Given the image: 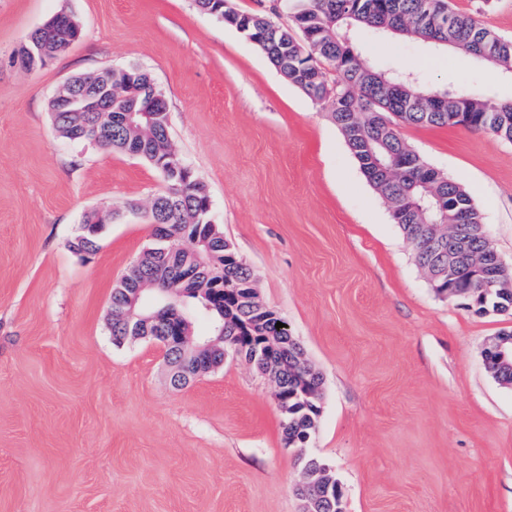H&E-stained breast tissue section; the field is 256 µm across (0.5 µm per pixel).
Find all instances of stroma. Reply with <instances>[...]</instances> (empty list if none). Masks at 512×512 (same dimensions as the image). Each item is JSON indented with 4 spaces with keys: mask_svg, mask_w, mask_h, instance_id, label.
Returning <instances> with one entry per match:
<instances>
[{
    "mask_svg": "<svg viewBox=\"0 0 512 512\" xmlns=\"http://www.w3.org/2000/svg\"><path fill=\"white\" fill-rule=\"evenodd\" d=\"M512 37V0H451ZM83 34L34 70L13 63L60 11ZM372 66L512 97V76L401 38ZM138 68L164 94L178 153L216 223L322 379L304 448L285 447L275 386L244 358L173 387L155 341L115 343L112 290L152 240L147 163L58 137L69 77ZM469 190L512 264V142L462 126L400 129ZM111 205L98 249L73 250ZM512 314L441 296L321 105L194 0H0V512H303L301 460L346 512H512V387L483 349Z\"/></svg>",
    "mask_w": 512,
    "mask_h": 512,
    "instance_id": "obj_1",
    "label": "stroma"
}]
</instances>
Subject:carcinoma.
<instances>
[{
  "label": "carcinoma",
  "instance_id": "carcinoma-1",
  "mask_svg": "<svg viewBox=\"0 0 512 512\" xmlns=\"http://www.w3.org/2000/svg\"><path fill=\"white\" fill-rule=\"evenodd\" d=\"M204 12L228 26L241 17L249 23L248 34L257 42L272 67L312 100L327 110L343 136L365 180L384 199L391 221L414 245L417 264L438 277L441 288L465 292L464 299L480 314L497 310L512 312V288H495L489 294L483 280L496 274L479 263L484 241L474 239L458 255V276L448 279V251L456 248L450 236L434 238L430 224H476L480 212L472 195L457 182L429 164L401 137L403 125L456 126L488 132L512 142V99L481 100L465 92H448L421 85L413 72L399 69L391 74L377 71L355 44L362 31L374 33L383 43L400 37H416L436 50L449 47L472 58L487 51L488 64L512 71V37H503L483 26L471 13L453 9L449 0H288L294 28L276 23L263 12L237 9L233 0H195ZM65 22L32 31L26 47L34 53L36 66L69 46L78 35L73 30L60 37ZM152 79L142 72L131 78L113 72L112 86L102 90L101 110L70 112L64 98L51 101L54 128L70 141H94L106 150H120L156 167L154 159L173 154L167 108L146 111L125 121V113L138 108L150 96ZM164 190L147 206L153 235L174 237L180 246L181 231L196 222L207 203L202 182L161 176ZM114 211L93 209L82 215L88 226L85 237L74 243L92 251L98 232L112 222ZM229 241L221 229L199 246L204 263L192 264L186 256H172L149 245L144 257L128 267L112 289V326L117 343L127 339L129 303L142 291L150 304L146 325L157 336L161 325L175 327L187 311L200 313L207 321L206 336H224L223 347L233 346L240 336H256L266 343V356L255 362L262 373H273L288 394L290 413L282 416V433L289 448H303L305 436H313L321 406L312 395L321 384L311 366L294 363L301 344L276 328L278 318L255 314L245 285L255 279L241 259L228 257Z\"/></svg>",
  "mask_w": 512,
  "mask_h": 512
}]
</instances>
